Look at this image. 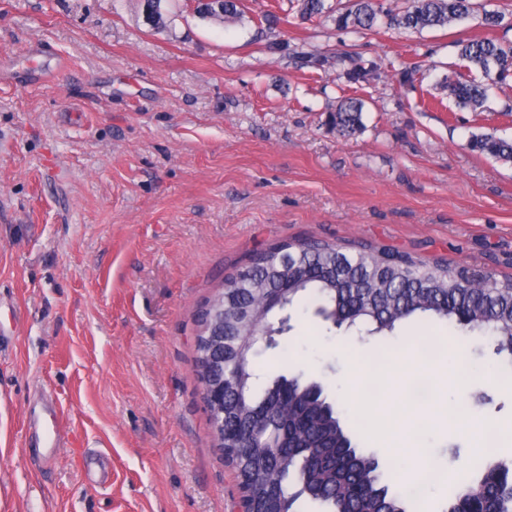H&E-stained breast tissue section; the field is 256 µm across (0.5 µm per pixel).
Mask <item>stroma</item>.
<instances>
[{
	"label": "stroma",
	"mask_w": 512,
	"mask_h": 512,
	"mask_svg": "<svg viewBox=\"0 0 512 512\" xmlns=\"http://www.w3.org/2000/svg\"><path fill=\"white\" fill-rule=\"evenodd\" d=\"M239 22L204 20L170 0L155 28L143 0H0V512H239L232 467L215 446L194 366L197 312L226 276L283 241L367 244L512 275V162L470 151L471 135L512 140V85L483 111L459 109L441 83L468 79L456 41H512V15L486 32L459 23L365 36L303 21L288 0H244ZM274 12L278 47L255 38ZM328 57L295 62L293 48ZM419 62L414 86L383 77L352 91L336 57ZM364 102L363 126L339 136L328 112ZM289 308L286 364L357 415L355 442L398 490L400 459L371 430L394 425L407 379L383 410L346 396L354 354L372 378L413 339L466 343L479 375L435 395L465 402L512 456V359L494 337L460 339L416 320L391 340L362 337ZM61 406L59 452L44 458L31 411ZM413 464L447 481L422 512H443L473 472L470 440L435 410Z\"/></svg>",
	"instance_id": "35a3bbf8"
}]
</instances>
